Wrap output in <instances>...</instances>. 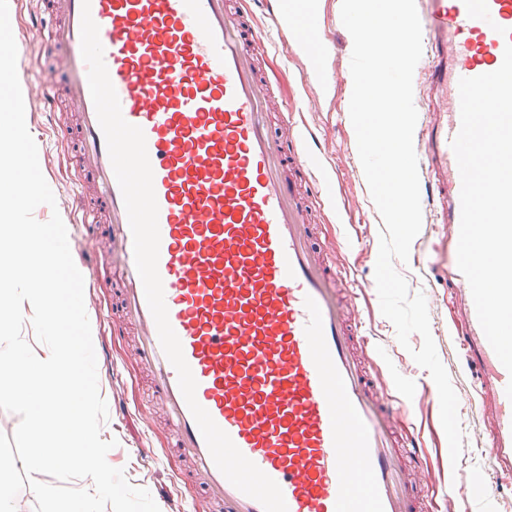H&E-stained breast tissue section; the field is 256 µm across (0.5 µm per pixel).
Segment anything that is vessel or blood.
<instances>
[{
    "label": "vessel or blood",
    "instance_id": "vessel-or-blood-1",
    "mask_svg": "<svg viewBox=\"0 0 512 512\" xmlns=\"http://www.w3.org/2000/svg\"><path fill=\"white\" fill-rule=\"evenodd\" d=\"M423 54L416 109L421 206L460 230L461 177L451 142L460 129V78L497 70L512 39V0H416ZM99 27L104 61L124 119L142 128L158 203V272L169 322L197 381L196 399L237 448L281 488L288 512H423L407 479L422 444L398 433L388 389L360 320L341 292L336 252L317 255L292 173L313 196L329 178L309 165L303 122L286 118L290 143L269 132L270 91L257 53L289 46L304 59L307 35L287 10L268 14L273 36L244 27L226 0H57L46 47L61 52L66 96L78 119L97 207L72 204L86 223L105 219L118 261L121 307L140 361L176 436L178 455L219 512H263L216 467L159 342L137 272L122 192L91 98L81 15ZM466 332L460 346L478 368L476 409L490 427L489 467L512 479V379L479 323L461 272Z\"/></svg>",
    "mask_w": 512,
    "mask_h": 512
}]
</instances>
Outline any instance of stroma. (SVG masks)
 <instances>
[{"label":"stroma","instance_id":"stroma-1","mask_svg":"<svg viewBox=\"0 0 512 512\" xmlns=\"http://www.w3.org/2000/svg\"><path fill=\"white\" fill-rule=\"evenodd\" d=\"M341 3L342 0H321L320 39L330 59L325 77L328 98L304 88L301 67L287 49L280 48L260 58L259 67L275 94L272 132L281 140H291L292 131L281 109L287 106L303 113L310 130L321 141L322 153L311 158V165L327 172L338 171L341 176L336 206L338 210H347L352 220L340 221L336 213L326 211L315 214L317 243L348 257L346 272L356 293V316L364 323L402 418L412 422L428 451L419 477L444 484L461 473L478 489L488 480V437L481 418L470 408L475 400L474 380L456 342L462 331V317L450 277L455 255L433 224L423 223L411 245L412 251L422 253L423 263H401L397 269L406 277L411 293L426 296L437 353L458 395V416L464 434L458 464L450 462L440 406L426 397L434 387L431 376L410 355L411 349L420 348L421 336L411 335L409 347H402L393 324L380 310L374 269L384 224L370 195L349 116L353 40L341 21ZM8 7L18 49V69L28 71L31 81L44 78L55 88H62L66 77L63 62L59 55L45 53L42 35L32 25L34 16L43 9L40 0H8ZM25 120L38 147L41 168L54 174L51 189L61 217L68 221L69 245L74 252L83 254L90 265L84 303L92 320L94 349L107 356L106 361L98 363L97 373L99 393L110 409L102 429L116 441L111 464L122 469L132 485L147 489L161 512H193L194 507H205L201 487L180 475L181 463L169 453L171 437L163 412L152 396L150 379L135 354L133 339L121 326L118 291L113 286L97 285L98 280L112 277L106 228L101 224L86 228L69 219L71 194L79 177L86 173L71 119L59 104L54 117L37 110L26 114ZM18 424L16 414L0 410V463L19 492L18 512H34L35 500L27 493L23 463L16 455L13 440Z\"/></svg>","mask_w":512,"mask_h":512}]
</instances>
